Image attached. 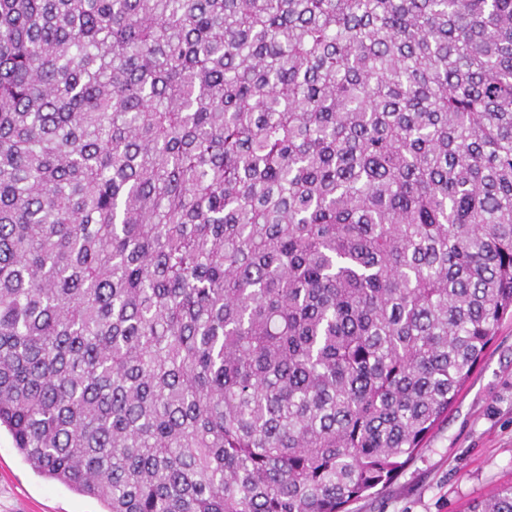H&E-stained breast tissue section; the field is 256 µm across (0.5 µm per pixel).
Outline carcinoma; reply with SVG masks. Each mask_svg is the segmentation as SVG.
Here are the masks:
<instances>
[{"label":"carcinoma","instance_id":"cac0c4a2","mask_svg":"<svg viewBox=\"0 0 512 512\" xmlns=\"http://www.w3.org/2000/svg\"><path fill=\"white\" fill-rule=\"evenodd\" d=\"M507 316L512 0H0V427L38 475L346 512Z\"/></svg>","mask_w":512,"mask_h":512}]
</instances>
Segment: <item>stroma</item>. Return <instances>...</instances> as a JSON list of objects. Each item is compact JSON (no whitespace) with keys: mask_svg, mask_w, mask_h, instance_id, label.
<instances>
[{"mask_svg":"<svg viewBox=\"0 0 512 512\" xmlns=\"http://www.w3.org/2000/svg\"><path fill=\"white\" fill-rule=\"evenodd\" d=\"M512 484V318L461 388L447 416L383 489L350 512H471ZM0 512H103L96 499L36 474L0 431Z\"/></svg>","mask_w":512,"mask_h":512,"instance_id":"obj_1","label":"stroma"}]
</instances>
